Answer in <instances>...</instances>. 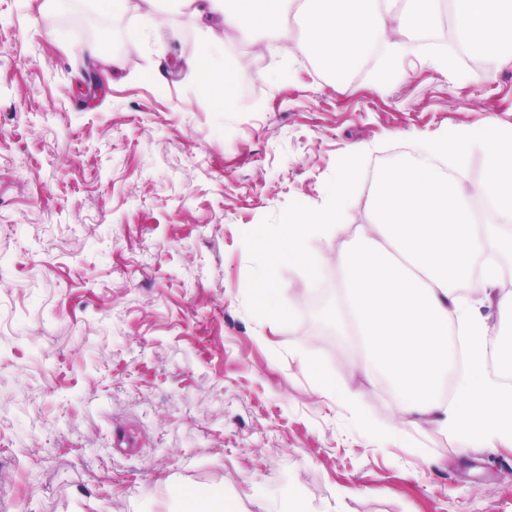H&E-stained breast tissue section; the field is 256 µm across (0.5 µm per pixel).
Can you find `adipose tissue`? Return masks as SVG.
<instances>
[{
  "label": "adipose tissue",
  "mask_w": 512,
  "mask_h": 512,
  "mask_svg": "<svg viewBox=\"0 0 512 512\" xmlns=\"http://www.w3.org/2000/svg\"><path fill=\"white\" fill-rule=\"evenodd\" d=\"M197 19L218 15L226 30L243 40L263 32L282 42L286 53L303 48L338 64L384 46L373 81L398 80L403 60L439 14L440 0H179ZM458 37L490 56L512 50V0H452ZM302 11L298 40L283 20ZM420 158L382 169L370 192L371 219L343 250L345 313L360 345L359 367L366 378L386 382L398 409L417 421L460 435L480 448L512 447V386L489 373L488 328L479 316L481 300L462 293L474 265L487 286L483 300L512 307V292L501 290L499 256L512 257V128L488 121L474 131L423 139ZM484 158L486 176L465 187L440 167L443 159L464 167L470 154ZM357 178L347 160L336 195L325 211L297 215L290 223L246 236V251L271 265L287 262L317 282L322 259L317 244L340 237L345 205ZM487 201L491 215L477 223L473 201ZM456 332L469 369L459 377L452 399L441 389L448 374V334Z\"/></svg>",
  "instance_id": "ef3b65f1"
}]
</instances>
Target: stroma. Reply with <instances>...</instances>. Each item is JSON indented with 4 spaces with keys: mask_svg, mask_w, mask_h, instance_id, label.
<instances>
[{
    "mask_svg": "<svg viewBox=\"0 0 512 512\" xmlns=\"http://www.w3.org/2000/svg\"><path fill=\"white\" fill-rule=\"evenodd\" d=\"M41 2L0 0V512H166L178 493L207 512L216 490L270 512L288 487L307 512H512V451L373 393L334 320L339 240L318 245L319 304L299 267L273 270L288 316L255 307L242 247L333 198L353 149L363 177L398 143L512 126V63L451 81L422 42L379 87L373 57L338 73L172 7L144 31L145 0H64L48 20ZM209 47L232 105L187 65Z\"/></svg>",
    "mask_w": 512,
    "mask_h": 512,
    "instance_id": "obj_1",
    "label": "stroma"
}]
</instances>
